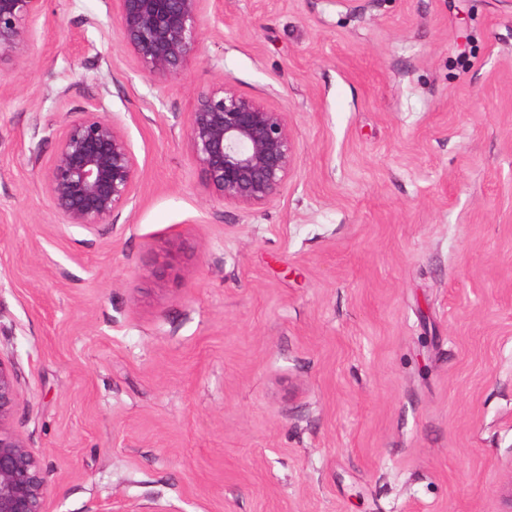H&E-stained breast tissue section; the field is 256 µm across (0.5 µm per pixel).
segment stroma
<instances>
[{
    "instance_id": "35a3bbf8",
    "label": "stroma",
    "mask_w": 512,
    "mask_h": 512,
    "mask_svg": "<svg viewBox=\"0 0 512 512\" xmlns=\"http://www.w3.org/2000/svg\"><path fill=\"white\" fill-rule=\"evenodd\" d=\"M45 14L0 61V357L46 512H502L512 0H209L173 82L115 0ZM220 83L288 114L265 206L215 200L191 158ZM87 108L140 172L95 229L44 185Z\"/></svg>"
}]
</instances>
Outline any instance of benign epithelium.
I'll list each match as a JSON object with an SVG mask.
<instances>
[{"mask_svg": "<svg viewBox=\"0 0 512 512\" xmlns=\"http://www.w3.org/2000/svg\"><path fill=\"white\" fill-rule=\"evenodd\" d=\"M124 45L142 71L175 80L198 54L209 0H115ZM44 0H0V60L28 51ZM186 138L193 162L220 202L243 208L276 198L293 169L288 113L218 84L200 93ZM139 171L119 123L93 110L57 135L45 185L54 216L86 229L112 223L135 202ZM22 394L12 363L0 358V512H45L49 486L39 460L12 428Z\"/></svg>", "mask_w": 512, "mask_h": 512, "instance_id": "1", "label": "benign epithelium"}]
</instances>
